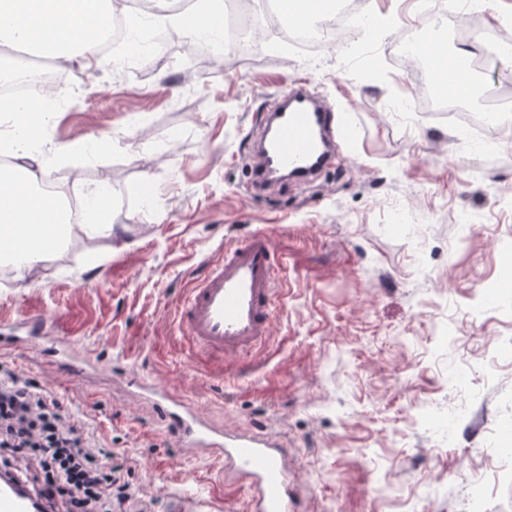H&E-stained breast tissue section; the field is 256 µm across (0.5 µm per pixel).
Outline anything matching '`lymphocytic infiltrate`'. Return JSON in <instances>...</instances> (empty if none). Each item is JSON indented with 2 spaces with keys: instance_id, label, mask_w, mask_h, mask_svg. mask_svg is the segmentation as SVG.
Instances as JSON below:
<instances>
[{
  "instance_id": "lymphocytic-infiltrate-1",
  "label": "lymphocytic infiltrate",
  "mask_w": 512,
  "mask_h": 512,
  "mask_svg": "<svg viewBox=\"0 0 512 512\" xmlns=\"http://www.w3.org/2000/svg\"><path fill=\"white\" fill-rule=\"evenodd\" d=\"M0 468L47 500L50 512H129L131 493L94 447L89 428L30 379L0 377Z\"/></svg>"
}]
</instances>
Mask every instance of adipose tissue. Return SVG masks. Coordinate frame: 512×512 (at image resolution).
Segmentation results:
<instances>
[{"label": "adipose tissue", "mask_w": 512, "mask_h": 512, "mask_svg": "<svg viewBox=\"0 0 512 512\" xmlns=\"http://www.w3.org/2000/svg\"><path fill=\"white\" fill-rule=\"evenodd\" d=\"M116 0H0V57L22 48L43 52L59 64L80 59L86 69L100 67L96 31L108 29ZM147 24L171 22L193 39L222 40L224 0H195L191 11L174 13L169 0H155ZM34 103L0 100V152L17 163L0 173V258L18 271L31 270L71 235L59 200L40 192L44 175L38 146L48 135L47 119H35ZM111 191L100 183L88 190L81 223L87 232L111 236Z\"/></svg>", "instance_id": "adipose-tissue-1"}]
</instances>
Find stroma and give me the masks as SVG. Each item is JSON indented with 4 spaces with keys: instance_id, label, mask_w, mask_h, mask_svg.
I'll use <instances>...</instances> for the list:
<instances>
[{
    "instance_id": "stroma-1",
    "label": "stroma",
    "mask_w": 512,
    "mask_h": 512,
    "mask_svg": "<svg viewBox=\"0 0 512 512\" xmlns=\"http://www.w3.org/2000/svg\"><path fill=\"white\" fill-rule=\"evenodd\" d=\"M392 14L348 52L299 56L285 42L215 59L186 36L153 66L64 71L49 128L78 153L46 166L63 196L112 187V235H74L26 278L0 264V320L36 314L99 365L80 380L35 352L0 349V373L53 391L86 420L145 512L172 497L249 512V489L211 456L180 448L126 379L149 378L213 424L280 439L302 512H512V124L484 130L418 106L411 71L385 52L421 20L418 0H363ZM448 38L478 86L512 98V52L487 49L512 0H486ZM307 82L336 107V159L315 181L251 188L254 124L272 96ZM103 142L96 154L85 145ZM271 236L285 297L267 347L248 358L195 352L179 335L186 291L220 247Z\"/></svg>"
}]
</instances>
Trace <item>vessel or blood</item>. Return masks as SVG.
Masks as SVG:
<instances>
[{
    "mask_svg": "<svg viewBox=\"0 0 512 512\" xmlns=\"http://www.w3.org/2000/svg\"><path fill=\"white\" fill-rule=\"evenodd\" d=\"M335 106L313 95L305 83L283 92L258 124V145L251 167L254 185L267 183L271 169L300 168L315 175L332 160L336 134ZM283 264L270 236L254 233L221 247L204 275L190 289L179 312L182 335L206 355L233 357L259 349L271 334L282 290ZM8 343L56 357L76 371L90 364L70 344L49 336L41 317L14 325ZM154 400L162 420L176 432L181 448L205 451L250 480L255 489L252 512H299L288 481V454L265 434L223 431L213 427L178 395L148 379L135 383ZM0 512H32V499L0 481Z\"/></svg>",
    "mask_w": 512,
    "mask_h": 512,
    "instance_id": "vessel-or-blood-1",
    "label": "vessel or blood"
}]
</instances>
